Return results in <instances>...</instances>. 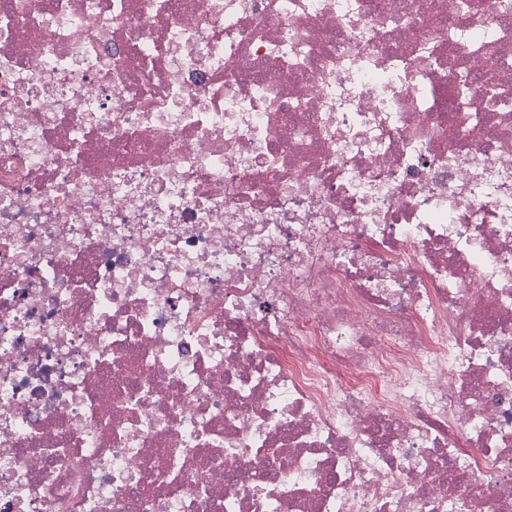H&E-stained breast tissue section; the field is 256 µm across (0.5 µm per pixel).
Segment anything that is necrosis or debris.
Returning <instances> with one entry per match:
<instances>
[{
	"instance_id": "obj_1",
	"label": "necrosis or debris",
	"mask_w": 512,
	"mask_h": 512,
	"mask_svg": "<svg viewBox=\"0 0 512 512\" xmlns=\"http://www.w3.org/2000/svg\"><path fill=\"white\" fill-rule=\"evenodd\" d=\"M473 3L0 0V512H512Z\"/></svg>"
}]
</instances>
